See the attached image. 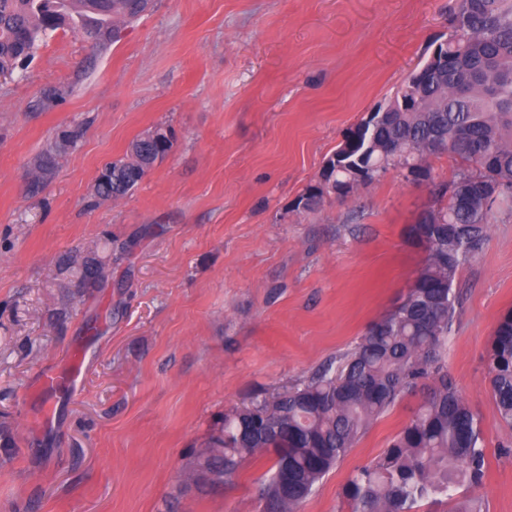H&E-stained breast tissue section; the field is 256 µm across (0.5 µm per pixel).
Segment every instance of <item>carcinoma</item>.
I'll use <instances>...</instances> for the list:
<instances>
[{
    "label": "carcinoma",
    "instance_id": "carcinoma-1",
    "mask_svg": "<svg viewBox=\"0 0 512 512\" xmlns=\"http://www.w3.org/2000/svg\"><path fill=\"white\" fill-rule=\"evenodd\" d=\"M146 7L147 0H0V74L33 58L47 32L63 26L106 48ZM448 30L438 43L443 58L421 88L398 86L382 120L350 128L322 166V185H308L295 205L318 210L360 168L382 163L418 178L428 175L430 156L452 154L464 167L436 186L425 210L424 266L351 352L270 401L225 411L221 431L188 468L192 483L205 470L218 476L199 490L222 488L265 451L274 465L261 489L263 512H297L371 422L422 389L402 431L348 480L351 512H416L430 498L455 503L448 512H484L479 497L455 500L459 489L481 483L486 453L478 419L448 381L445 353L457 272L487 237L498 207L494 187L512 184V0H453ZM172 146L170 136L132 141L127 159L98 176L95 202L129 195ZM485 363L501 419L512 428V311L498 321Z\"/></svg>",
    "mask_w": 512,
    "mask_h": 512
}]
</instances>
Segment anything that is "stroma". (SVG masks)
I'll use <instances>...</instances> for the list:
<instances>
[{
    "label": "stroma",
    "instance_id": "1",
    "mask_svg": "<svg viewBox=\"0 0 512 512\" xmlns=\"http://www.w3.org/2000/svg\"><path fill=\"white\" fill-rule=\"evenodd\" d=\"M449 3L154 0L106 51L58 29L0 77V512H262L272 455L207 494L187 486V464L225 410L353 349L422 268L407 230L459 158L430 157L425 180L389 171L315 212L294 201L447 37ZM49 88L60 96L46 107ZM156 128L174 135L169 155L128 196L92 205L102 167ZM70 130L80 137L63 145ZM65 255L99 257L106 280L74 287ZM454 289L448 377L487 457L473 493L512 512V430L484 361L512 310V202ZM73 346L83 375L46 401L32 382ZM420 400L374 420L298 512H349L350 476Z\"/></svg>",
    "mask_w": 512,
    "mask_h": 512
}]
</instances>
